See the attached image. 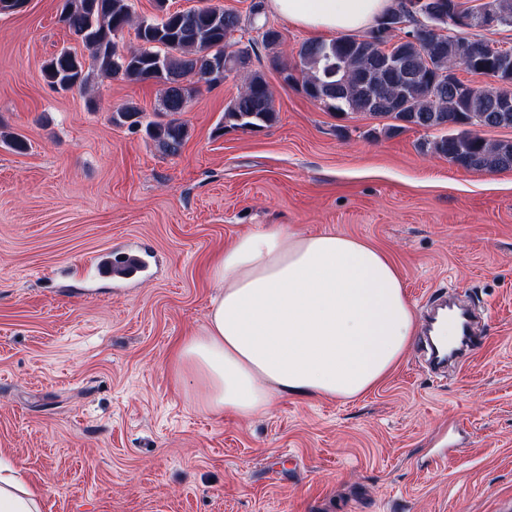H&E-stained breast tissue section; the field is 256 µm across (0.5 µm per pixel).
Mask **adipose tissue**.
Wrapping results in <instances>:
<instances>
[{"mask_svg":"<svg viewBox=\"0 0 512 512\" xmlns=\"http://www.w3.org/2000/svg\"><path fill=\"white\" fill-rule=\"evenodd\" d=\"M288 24L333 34L369 28L395 0H269ZM219 291L201 334L172 364L213 414H264L283 396L354 399L384 379L416 333L390 258L333 230L264 224L217 256ZM0 512H41L39 494L0 460Z\"/></svg>","mask_w":512,"mask_h":512,"instance_id":"ef3b65f1","label":"adipose tissue"}]
</instances>
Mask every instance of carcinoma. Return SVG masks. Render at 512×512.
<instances>
[{
	"mask_svg": "<svg viewBox=\"0 0 512 512\" xmlns=\"http://www.w3.org/2000/svg\"><path fill=\"white\" fill-rule=\"evenodd\" d=\"M406 14L407 26L400 33L336 37L307 41L297 51L294 65H283V81L299 85L311 99L337 113L365 112L395 120L389 133L408 129L445 130L422 144L425 151L447 158L466 170L495 172L512 169V141L487 142L476 127H512V109L504 112L503 97L512 98V70L491 63L483 54L486 39L464 30L457 35L407 36L428 19L443 26L452 13L468 11L461 0H424L421 9ZM162 15L141 20L135 29L139 47L125 55L115 51L116 38L133 22L131 0H66L62 22L76 36L98 71L132 83L152 81L163 86L164 123L146 126L148 136L166 155L178 154L187 129L178 119L186 111L198 87L186 82L208 68V59L224 60V71L209 83H217L232 71L247 67L250 52L235 34L244 29L239 14L219 7L170 12L165 0H157ZM464 66L474 74L491 76L499 85L473 88L448 73ZM46 82L69 90L88 83L83 59L63 50L43 69ZM143 112L124 105L112 112V124L130 127L142 124ZM273 94L263 73L247 74L238 95L224 108V125L252 130L275 123Z\"/></svg>",
	"mask_w": 512,
	"mask_h": 512,
	"instance_id": "carcinoma-1",
	"label": "carcinoma"
}]
</instances>
